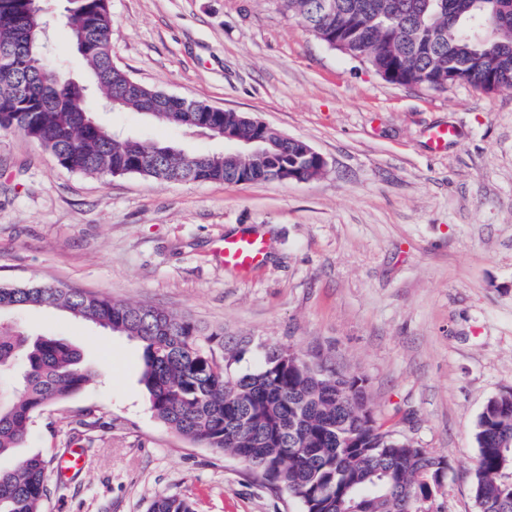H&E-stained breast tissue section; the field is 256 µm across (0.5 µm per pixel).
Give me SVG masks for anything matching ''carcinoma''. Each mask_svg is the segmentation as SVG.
I'll list each match as a JSON object with an SVG mask.
<instances>
[{
    "mask_svg": "<svg viewBox=\"0 0 512 512\" xmlns=\"http://www.w3.org/2000/svg\"><path fill=\"white\" fill-rule=\"evenodd\" d=\"M68 29L86 44L80 56L92 85L69 77L52 58L46 30L52 18L30 0H0V131L19 132L72 171L100 177L140 175L171 182L279 179L285 168L308 181L320 166L301 140L279 143L276 155L194 151L124 136L92 112L90 90L115 108L142 113L185 131L212 123L245 139L258 133L238 112H212L203 101L146 87L112 58L109 0H67ZM278 0L288 19L387 82L445 91L459 83L484 92L512 87V0ZM59 309L124 334L142 348L140 383L154 416L190 441L239 456L265 480L296 497L303 512H427L428 484L445 461L363 419L358 388L322 365L310 368L287 350L271 348L256 371L232 376L224 332L153 305L29 284L0 287V314ZM20 366L19 386L0 401V512H41L53 459L18 458L46 405L80 393L90 380L80 351L52 336L30 338L0 323V375ZM472 476L476 512H512V400H490L480 413ZM150 512H194L193 503L159 494Z\"/></svg>",
    "mask_w": 512,
    "mask_h": 512,
    "instance_id": "carcinoma-1",
    "label": "carcinoma"
}]
</instances>
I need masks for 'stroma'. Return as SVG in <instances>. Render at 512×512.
<instances>
[{
  "instance_id": "stroma-1",
  "label": "stroma",
  "mask_w": 512,
  "mask_h": 512,
  "mask_svg": "<svg viewBox=\"0 0 512 512\" xmlns=\"http://www.w3.org/2000/svg\"><path fill=\"white\" fill-rule=\"evenodd\" d=\"M114 62L139 83L257 119L325 161L309 181L160 183L61 167L0 134V287L29 283L151 304L224 333L230 372L284 347L365 379L384 429L443 458L441 512H476L470 476L485 403L512 387V88L444 92L386 82L281 15L276 0H110ZM101 120L197 151L135 112ZM452 125L442 151L431 131ZM251 229L269 251L250 277L213 250ZM13 321L78 347L91 380L47 405L20 455L82 460L48 474L43 512H302L245 463L153 415L140 345L49 309ZM94 411L86 442L70 422ZM150 512H194L193 503L177 495L159 494L150 506Z\"/></svg>"
}]
</instances>
